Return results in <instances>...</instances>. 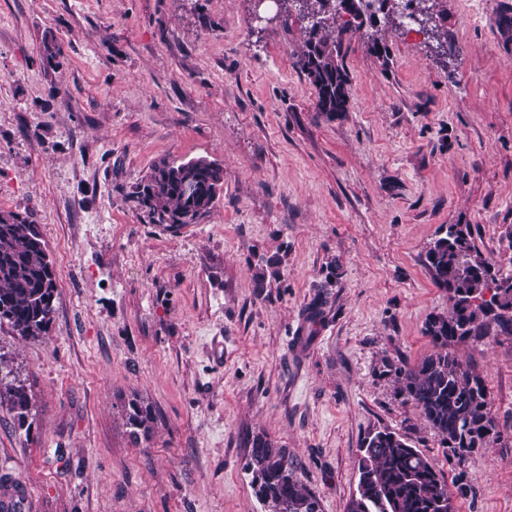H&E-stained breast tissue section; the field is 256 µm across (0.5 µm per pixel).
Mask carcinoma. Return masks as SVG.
Segmentation results:
<instances>
[{
    "label": "carcinoma",
    "mask_w": 512,
    "mask_h": 512,
    "mask_svg": "<svg viewBox=\"0 0 512 512\" xmlns=\"http://www.w3.org/2000/svg\"><path fill=\"white\" fill-rule=\"evenodd\" d=\"M311 20L296 65L316 87L317 109L329 116L346 111L349 78L344 67V36L360 30L364 20L346 0H296ZM443 0H416L420 25L431 21L437 48L448 45L443 25ZM385 25L368 34L374 52L386 50L387 33L403 27V12L384 16ZM224 181L223 167L205 158L187 162L160 161L151 166L137 187L136 199L151 222L176 228V218L207 202L196 221L213 208ZM434 283L448 291V311L424 322L434 351L397 370L399 392L411 402L427 426L448 449V463L462 467L481 448L501 438L488 410L484 379L455 353L460 343L512 337V273L484 258L472 241L471 225L450 224L426 253ZM55 271L37 225L15 213L0 214V323L20 337L38 340L54 314ZM0 359V404L21 420L31 407L25 385L3 372ZM124 422L134 440H150L156 416L152 407L132 400ZM357 499L347 512H440L444 497H453L437 465L404 436L383 429L363 440ZM247 468L257 497L271 512H322L319 498L297 477L285 449L264 435L251 441Z\"/></svg>",
    "instance_id": "cac0c4a2"
}]
</instances>
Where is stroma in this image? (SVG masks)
<instances>
[{"instance_id": "35a3bbf8", "label": "stroma", "mask_w": 512, "mask_h": 512, "mask_svg": "<svg viewBox=\"0 0 512 512\" xmlns=\"http://www.w3.org/2000/svg\"><path fill=\"white\" fill-rule=\"evenodd\" d=\"M444 7V54L395 33L384 63L347 34L350 99L329 117L297 13L0 0V212L38 224L57 285L44 338L0 324L31 398L22 423L0 405V490L24 488L21 512H266L245 468L262 434L347 512L383 428L463 479L456 512H512V339L456 348L501 430L463 470L395 383L448 309L422 261L441 227L470 225L512 270V0ZM197 157L224 168L209 215L151 223L134 199L151 164ZM135 398L156 414L146 442L123 423Z\"/></svg>"}]
</instances>
